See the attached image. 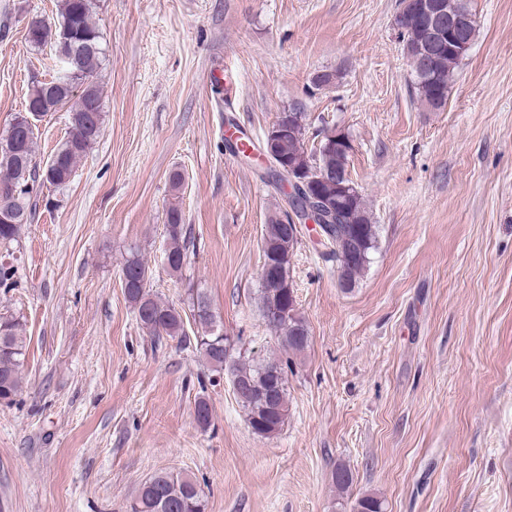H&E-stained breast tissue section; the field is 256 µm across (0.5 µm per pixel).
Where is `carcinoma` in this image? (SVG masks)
<instances>
[{"label":"carcinoma","instance_id":"1","mask_svg":"<svg viewBox=\"0 0 512 512\" xmlns=\"http://www.w3.org/2000/svg\"><path fill=\"white\" fill-rule=\"evenodd\" d=\"M94 9V0H59L53 23L34 18L28 25L30 45L38 49L52 46L60 71L49 81L33 82L27 103L37 105L43 116L67 109L69 127L41 171L32 166L36 160L35 131L22 134L17 150L8 154L0 150V245L17 241L23 226L30 223L32 210L37 206L33 200L37 187L45 183L56 187L69 183L78 162L101 134L103 101L96 78L104 50L101 32L93 18ZM396 25L404 56L417 59L421 32L414 13L396 15ZM454 46V40H449L436 55L432 67L411 71L416 99L434 109L446 105L455 69L463 60ZM305 133V125L295 122L288 136L279 141L278 154L305 177L316 167L346 174L349 152L328 148L325 138L318 148L309 151ZM322 191L342 200V207L331 224L330 260L341 263L339 278L351 287L366 269L369 255L376 248L377 225L372 223L358 189L344 195L338 185L324 183ZM165 228L163 263L169 271L180 273L188 260L190 240L179 207H169ZM298 243L299 240L289 237L281 213L268 218L262 241L263 259L280 264L293 256ZM148 270L147 262L136 250L130 252L121 268L124 295L141 327L157 339L167 337L180 344L195 343L214 371H223L230 381L239 383L237 399L247 413L253 433L269 437L279 432L288 417L287 370L291 367V357L303 353L310 344L308 325L295 312L292 283L261 278L260 309L267 325L278 335L281 355L256 362L229 352L207 296L193 289L190 290L192 317L200 323V330L189 336L179 309L150 290ZM25 347L20 324L12 318L0 317V400L9 401L21 390L20 368ZM195 417L201 427L209 426L211 410L203 395L195 402ZM132 512H204V504L193 478L183 473L161 472L143 483Z\"/></svg>","mask_w":512,"mask_h":512}]
</instances>
